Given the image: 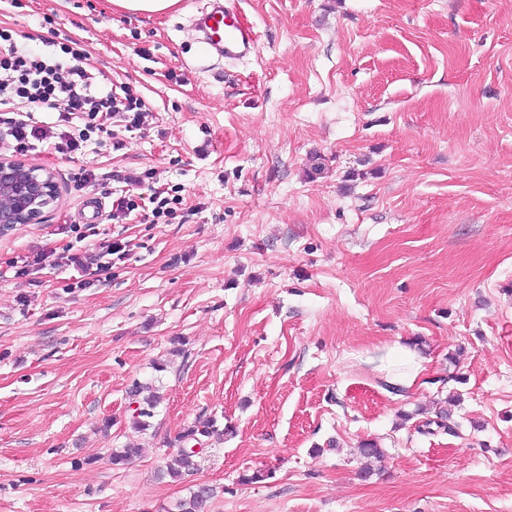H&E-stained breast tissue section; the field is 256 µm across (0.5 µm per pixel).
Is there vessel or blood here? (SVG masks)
<instances>
[{
    "label": "vessel or blood",
    "instance_id": "obj_1",
    "mask_svg": "<svg viewBox=\"0 0 512 512\" xmlns=\"http://www.w3.org/2000/svg\"><path fill=\"white\" fill-rule=\"evenodd\" d=\"M195 26L201 32L203 47L209 54L239 59L250 53L255 44L252 32L241 27L236 13L221 2L198 12Z\"/></svg>",
    "mask_w": 512,
    "mask_h": 512
}]
</instances>
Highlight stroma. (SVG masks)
<instances>
[{
  "label": "stroma",
  "instance_id": "obj_1",
  "mask_svg": "<svg viewBox=\"0 0 512 512\" xmlns=\"http://www.w3.org/2000/svg\"><path fill=\"white\" fill-rule=\"evenodd\" d=\"M209 2L0 0L19 46L80 41L147 107L20 157L57 198L0 232V512H170L198 483L208 512H512V0H226L255 49L203 63ZM132 171L177 194L163 223ZM113 242L105 273L69 262ZM178 1L179 0H113L112 4L122 10L150 17L168 12L177 5ZM145 389H149V386L136 382L129 390V396L139 404L134 410V423L141 430H146L150 426L148 420L154 417V410L158 404V397L154 394L141 396Z\"/></svg>",
  "mask_w": 512,
  "mask_h": 512
}]
</instances>
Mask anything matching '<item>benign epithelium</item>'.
<instances>
[{"label":"benign epithelium","mask_w":512,"mask_h":512,"mask_svg":"<svg viewBox=\"0 0 512 512\" xmlns=\"http://www.w3.org/2000/svg\"><path fill=\"white\" fill-rule=\"evenodd\" d=\"M55 197L50 175L0 157V229L38 223Z\"/></svg>","instance_id":"obj_1"}]
</instances>
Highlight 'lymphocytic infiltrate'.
<instances>
[{
    "label": "lymphocytic infiltrate",
    "instance_id": "lymphocytic-infiltrate-1",
    "mask_svg": "<svg viewBox=\"0 0 512 512\" xmlns=\"http://www.w3.org/2000/svg\"><path fill=\"white\" fill-rule=\"evenodd\" d=\"M62 51L70 55L71 64L21 49L11 31L0 28V106L14 113L7 135L15 152L24 154L50 143L59 153H72L92 133L103 131L113 113L130 112L138 121L144 116L143 101L129 87L93 91L88 73L79 65L86 56L82 47L66 45ZM40 112L58 113L64 122L81 114L86 123L78 133H59L39 124Z\"/></svg>",
    "mask_w": 512,
    "mask_h": 512
}]
</instances>
